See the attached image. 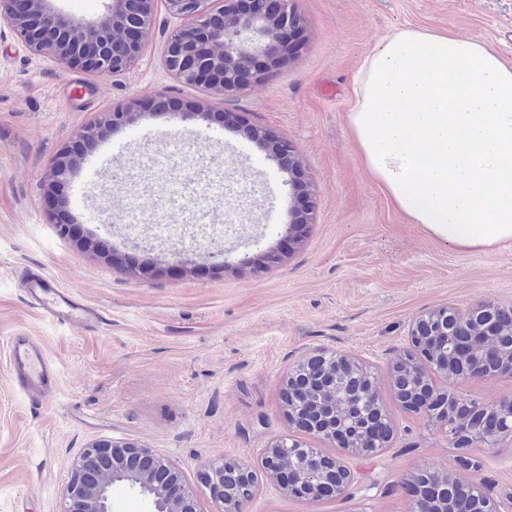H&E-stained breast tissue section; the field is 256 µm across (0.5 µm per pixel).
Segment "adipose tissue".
Instances as JSON below:
<instances>
[{
    "mask_svg": "<svg viewBox=\"0 0 512 512\" xmlns=\"http://www.w3.org/2000/svg\"><path fill=\"white\" fill-rule=\"evenodd\" d=\"M348 123L393 207L439 241H512V67L480 42L402 29L359 68Z\"/></svg>",
    "mask_w": 512,
    "mask_h": 512,
    "instance_id": "obj_1",
    "label": "adipose tissue"
}]
</instances>
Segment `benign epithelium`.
Returning a JSON list of instances; mask_svg holds the SVG:
<instances>
[{
    "mask_svg": "<svg viewBox=\"0 0 512 512\" xmlns=\"http://www.w3.org/2000/svg\"><path fill=\"white\" fill-rule=\"evenodd\" d=\"M155 0H110L107 14L93 22L78 20L58 11L54 0H0V19L8 22L17 37L35 54L44 55L64 68H79L88 73L122 75L141 52L145 36L153 28ZM168 13L181 25L167 33L164 65L173 78L183 84L222 93L263 80L270 70L290 54L292 31L300 30L301 18L292 0H165ZM106 132V126L84 128L77 143L88 148ZM247 133L267 147L268 158L281 169L294 164L293 146L288 140L268 142L269 136L257 127ZM76 164L70 149H64L55 161L54 176L69 174ZM512 317V307L481 301L462 313L452 306H442L416 318L410 333L411 345L418 348L405 370L399 361L389 365L396 389L410 394L435 397L430 373L437 370L436 357L425 350L421 337L437 327V322L452 324L453 331L442 329L438 336L464 334L472 348L487 354L499 348L496 314ZM355 361L327 349H317L298 364L294 372L303 373L307 386L344 374L343 367ZM353 395L344 391L322 398L315 409L316 421L309 434L336 444L339 453L329 456L311 449L297 465L285 448H300L296 439H281L263 449L261 466L274 480L284 484L288 494L300 499H314L321 487L340 476L350 484L354 476L345 457L357 453L336 424L355 407ZM417 413L443 429L454 445L479 450L484 444L455 430L452 421L460 415L478 419L485 411L499 414L497 433L512 434V397L492 405L473 404L448 399L447 410L440 414L425 402L415 407ZM251 466L226 460L208 474L212 493V512H242L244 500L237 490L255 485ZM126 482V487L148 499L151 512H197L193 492L183 476L169 461L149 448L131 443L100 440L89 444L74 462L65 485L63 512H112V491ZM471 496L483 502L484 512H493L490 497L473 480H464ZM416 512H460L455 503L438 507V498L414 497Z\"/></svg>",
    "mask_w": 512,
    "mask_h": 512,
    "instance_id": "benign-epithelium-1",
    "label": "benign epithelium"
}]
</instances>
